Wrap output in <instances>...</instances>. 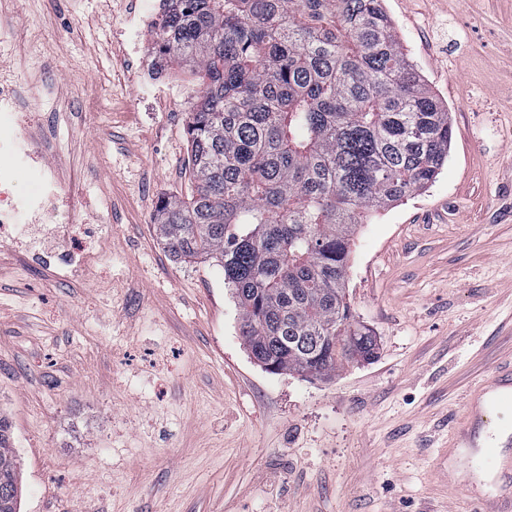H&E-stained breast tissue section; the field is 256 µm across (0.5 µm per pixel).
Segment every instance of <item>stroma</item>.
Segmentation results:
<instances>
[{"mask_svg":"<svg viewBox=\"0 0 512 512\" xmlns=\"http://www.w3.org/2000/svg\"><path fill=\"white\" fill-rule=\"evenodd\" d=\"M453 127L435 181L354 234L346 286L379 356L326 380L246 350L221 268L174 262L161 199L192 188L186 92L148 86L120 34L129 0H0L6 60L52 111L41 168L82 197L88 255L0 234V414L20 512H463L440 452L467 389L512 358V0H384ZM51 63L43 73L33 57ZM83 241L84 245H81L83 244V242H81L80 246L78 245V247H74V243H72L70 247V244L68 242L64 246L62 251L47 252L37 257L36 260L41 264L53 266L64 273H68L70 271V263L72 256H74V254L80 250V247L83 248L86 244V239H84Z\"/></svg>","mask_w":512,"mask_h":512,"instance_id":"1","label":"stroma"}]
</instances>
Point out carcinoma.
Returning <instances> with one entry per match:
<instances>
[{"instance_id": "cac0c4a2", "label": "carcinoma", "mask_w": 512, "mask_h": 512, "mask_svg": "<svg viewBox=\"0 0 512 512\" xmlns=\"http://www.w3.org/2000/svg\"><path fill=\"white\" fill-rule=\"evenodd\" d=\"M155 49L188 72L194 188L160 201L178 263L224 271L252 357L328 377L377 357L346 302L363 214L431 184L448 109L403 52L384 0H163ZM0 414V512H19Z\"/></svg>"}]
</instances>
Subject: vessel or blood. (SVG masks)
Wrapping results in <instances>:
<instances>
[{
	"label": "vessel or blood",
	"instance_id": "b4317fda",
	"mask_svg": "<svg viewBox=\"0 0 512 512\" xmlns=\"http://www.w3.org/2000/svg\"><path fill=\"white\" fill-rule=\"evenodd\" d=\"M512 405V360L472 388L444 452L449 490L467 496L470 512H512V422L495 413Z\"/></svg>",
	"mask_w": 512,
	"mask_h": 512
}]
</instances>
